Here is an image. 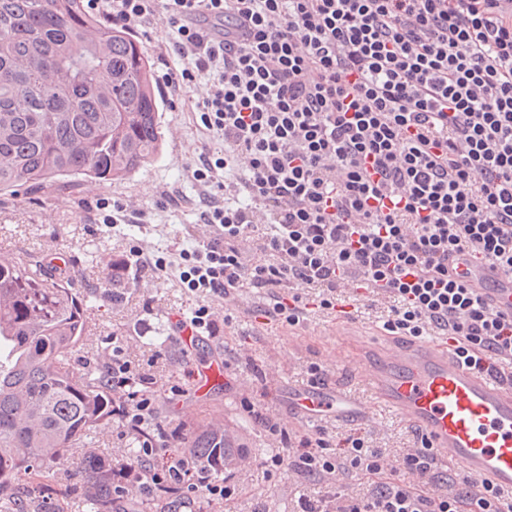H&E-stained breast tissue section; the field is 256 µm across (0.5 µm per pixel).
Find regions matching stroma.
<instances>
[{"label": "stroma", "instance_id": "35a3bbf8", "mask_svg": "<svg viewBox=\"0 0 512 512\" xmlns=\"http://www.w3.org/2000/svg\"><path fill=\"white\" fill-rule=\"evenodd\" d=\"M163 102V147L144 168L109 184L82 181L71 186L32 189L0 197V251L26 249L38 255L62 249L73 263L75 289L96 285L108 259L128 258L136 247L144 257L161 254L177 260L181 249L208 239L203 224L202 189L190 173L210 139L193 112L195 91L176 94L160 85ZM100 198L129 200L131 207L149 212L145 224L109 227L96 223L93 206ZM121 302H99L86 312L88 323L82 360L99 371L112 364V349L120 347L132 364L150 368L158 381L155 423L181 427L190 435L202 421H215L246 449L233 462L237 494L225 502L204 505V512H297L300 494H315L312 481L287 466L268 470L273 441L243 408L244 400L260 402L264 411L286 430L300 433L325 430L332 436L371 437L391 459L413 447L419 432L397 414L379 408L364 384L358 364H333L332 351L341 340L332 334L329 312L309 308L296 326L266 316V292L245 289L230 298L208 301L215 311H230V321L216 320L209 336L187 354L178 344L170 314L191 316L202 297L182 288L175 268L160 271L152 265L129 268ZM223 357L230 376L206 396H197L188 377L195 361ZM325 367L326 378L373 407L360 423L349 424L326 415L313 422L296 418L288 409V390L311 382V364ZM82 449L63 453L46 491L51 512H84L79 504Z\"/></svg>", "mask_w": 512, "mask_h": 512}]
</instances>
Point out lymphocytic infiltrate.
I'll list each match as a JSON object with an SVG mask.
<instances>
[{
  "label": "lymphocytic infiltrate",
  "mask_w": 512,
  "mask_h": 512,
  "mask_svg": "<svg viewBox=\"0 0 512 512\" xmlns=\"http://www.w3.org/2000/svg\"><path fill=\"white\" fill-rule=\"evenodd\" d=\"M115 25L149 29L165 14L158 55L174 90L198 89L209 138L192 172L213 237L183 249V288L205 297L190 322L213 326L210 299L270 293L269 315L299 323L302 289L335 309L363 293L387 303L385 330L445 336L469 368L512 364V319L494 312L450 262L479 255L512 277V0H88ZM259 250L253 258L251 250ZM112 419L140 432L157 380L113 355ZM291 468L365 492L299 499L300 512H512L490 483H454L426 440L391 461L368 438L292 433L246 402ZM145 435L137 461L112 468V499L229 500L189 454Z\"/></svg>",
  "instance_id": "lymphocytic-infiltrate-1"
}]
</instances>
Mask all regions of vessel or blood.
I'll return each mask as SVG.
<instances>
[{
    "label": "vessel or blood",
    "mask_w": 512,
    "mask_h": 512,
    "mask_svg": "<svg viewBox=\"0 0 512 512\" xmlns=\"http://www.w3.org/2000/svg\"><path fill=\"white\" fill-rule=\"evenodd\" d=\"M458 270L483 300L512 316V278L469 255L462 256ZM333 324L337 333L358 337L360 364L380 406L473 479L512 494V377L465 366L444 336L396 341L369 333L345 304L337 307ZM291 399L293 413L305 420L327 411L345 421L368 416L358 400L322 381L295 389Z\"/></svg>",
    "instance_id": "vessel-or-blood-1"
}]
</instances>
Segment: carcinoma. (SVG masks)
<instances>
[{
	"label": "carcinoma",
	"mask_w": 512,
	"mask_h": 512,
	"mask_svg": "<svg viewBox=\"0 0 512 512\" xmlns=\"http://www.w3.org/2000/svg\"><path fill=\"white\" fill-rule=\"evenodd\" d=\"M161 98L143 45L85 0H0V195L90 179L122 180L162 148ZM119 259L91 290L25 250L0 252V512L43 506L67 448H94L111 420L109 384L80 368L88 304L120 299ZM218 475L243 446L212 423L184 443ZM87 512H116L112 462L80 461Z\"/></svg>",
	"instance_id": "1"
}]
</instances>
